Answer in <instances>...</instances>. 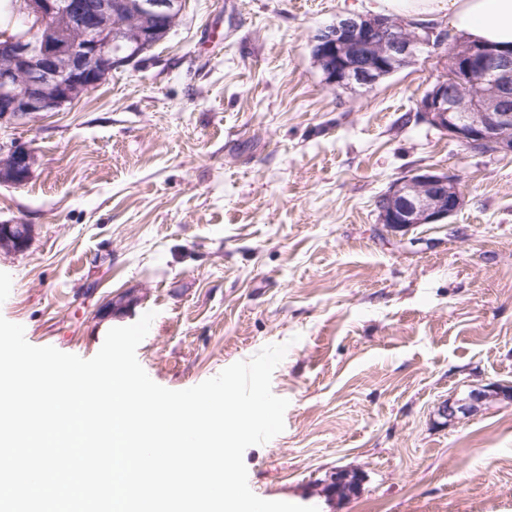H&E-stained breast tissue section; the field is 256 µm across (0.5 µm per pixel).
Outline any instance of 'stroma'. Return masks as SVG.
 <instances>
[{"mask_svg":"<svg viewBox=\"0 0 512 512\" xmlns=\"http://www.w3.org/2000/svg\"><path fill=\"white\" fill-rule=\"evenodd\" d=\"M374 0H186L140 61L57 112L0 126L36 163L0 185V316L84 359L155 318L136 356L171 390L270 344L284 431L244 453L250 489L319 512H512V155L461 147L417 113L432 47L333 90L315 37ZM419 169L457 175L458 212L391 233L376 201ZM357 472L349 497L320 495ZM29 235L26 224H0V249L20 251L27 246ZM510 386L493 385L477 392H472L467 398L456 400L454 402H445L442 404L438 413L446 420H453L459 415L470 416L478 412L479 407L485 401L493 398H510Z\"/></svg>","mask_w":512,"mask_h":512,"instance_id":"1","label":"stroma"}]
</instances>
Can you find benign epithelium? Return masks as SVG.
Wrapping results in <instances>:
<instances>
[{"mask_svg": "<svg viewBox=\"0 0 512 512\" xmlns=\"http://www.w3.org/2000/svg\"><path fill=\"white\" fill-rule=\"evenodd\" d=\"M184 0H18V11L34 19L21 36L0 34V125L56 112L106 80L112 70L140 60L157 44L155 36L177 25ZM328 63L332 88L373 85L432 45L443 64L418 102V113L466 149L512 155V111L500 106L512 96V56L440 33L423 38L384 16L346 18L317 39ZM471 91L460 106L454 91ZM33 152L25 146L0 147V184L21 185L32 172ZM462 203L459 179L425 169L393 182L377 200L380 222L394 232L420 224H439ZM26 224H0V249L27 246ZM512 396V388L493 385L442 404L447 420L470 416L482 403ZM332 496L342 485L356 488L357 474L338 472Z\"/></svg>", "mask_w": 512, "mask_h": 512, "instance_id": "obj_1", "label": "benign epithelium"}]
</instances>
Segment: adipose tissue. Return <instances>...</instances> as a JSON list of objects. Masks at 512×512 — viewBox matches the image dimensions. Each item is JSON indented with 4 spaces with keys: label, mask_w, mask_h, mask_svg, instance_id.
Masks as SVG:
<instances>
[{
    "label": "adipose tissue",
    "mask_w": 512,
    "mask_h": 512,
    "mask_svg": "<svg viewBox=\"0 0 512 512\" xmlns=\"http://www.w3.org/2000/svg\"><path fill=\"white\" fill-rule=\"evenodd\" d=\"M378 7L418 21L444 16L468 41L512 51V0H378Z\"/></svg>",
    "instance_id": "adipose-tissue-1"
}]
</instances>
